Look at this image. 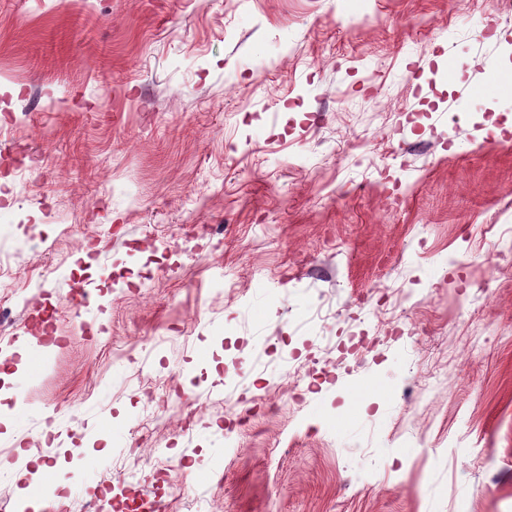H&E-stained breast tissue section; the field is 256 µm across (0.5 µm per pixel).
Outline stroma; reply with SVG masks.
Wrapping results in <instances>:
<instances>
[{"instance_id": "stroma-1", "label": "stroma", "mask_w": 512, "mask_h": 512, "mask_svg": "<svg viewBox=\"0 0 512 512\" xmlns=\"http://www.w3.org/2000/svg\"><path fill=\"white\" fill-rule=\"evenodd\" d=\"M511 120L512 0H0V502L512 512ZM113 506L115 507L114 511L117 512H164L167 508L162 496H158L152 491L139 494L137 499H134L131 503H126L125 507Z\"/></svg>"}]
</instances>
